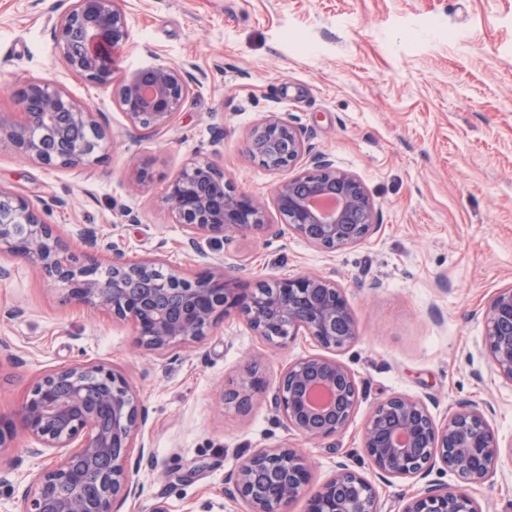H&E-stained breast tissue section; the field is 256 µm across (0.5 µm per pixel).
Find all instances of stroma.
I'll return each instance as SVG.
<instances>
[{"mask_svg": "<svg viewBox=\"0 0 512 512\" xmlns=\"http://www.w3.org/2000/svg\"><path fill=\"white\" fill-rule=\"evenodd\" d=\"M70 0H0V111L32 78L55 82L100 112L112 146L96 162L47 167L0 145V187L24 196L54 225L70 253L163 256L194 274L222 263L241 285L319 274L336 279L359 328L337 357L362 396L345 432L302 443L311 488L345 464L372 482L380 512H402L429 484L464 487L443 465L424 481L383 480L362 452L367 417L393 394L423 399L435 422L462 407L484 409L502 446L512 445V383L491 375L481 312L512 284V0H125L129 38L116 74L159 60L181 67L190 95L174 123L150 135L130 128L111 90L64 66L51 27ZM291 121L313 151L356 174L380 214L363 242L334 252L295 234H236L185 247L163 204L166 183L194 159L223 168L239 192L274 202L280 174L245 150L261 120ZM154 161L143 193L128 182L138 161ZM0 415L10 417L34 378L75 362L126 376L148 412L137 444L152 451L135 475L138 499L119 512H247L224 496L226 477L254 449L292 442L269 399L244 409L223 390L249 358L275 382L292 360L316 353L297 337L270 350L238 318L178 355L134 342L130 323L75 304L31 263L0 253ZM16 435L0 453V512H21L42 468ZM468 487V486H465ZM482 512H512V459L468 487Z\"/></svg>", "mask_w": 512, "mask_h": 512, "instance_id": "stroma-1", "label": "stroma"}]
</instances>
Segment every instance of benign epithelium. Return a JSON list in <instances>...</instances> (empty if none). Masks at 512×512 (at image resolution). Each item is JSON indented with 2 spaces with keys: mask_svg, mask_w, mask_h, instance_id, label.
Here are the masks:
<instances>
[{
  "mask_svg": "<svg viewBox=\"0 0 512 512\" xmlns=\"http://www.w3.org/2000/svg\"><path fill=\"white\" fill-rule=\"evenodd\" d=\"M53 38L67 69L99 87L112 88V100L134 130L167 129L190 94L182 71L150 62L116 77L103 62L106 49L129 38L123 0H72L52 25ZM17 111L0 112V145L47 166H80L98 159L105 139L98 113L55 83L32 78ZM248 156L270 171L307 167L279 182L275 203L285 224L309 245L333 252L364 241L379 224L378 212L360 179L314 153L290 121L259 122L246 139ZM154 162L137 164L133 188L154 179ZM163 201L187 244L229 234L265 233L263 204L238 192L224 170L209 161L187 163L170 180ZM35 264L41 275L67 287L75 302L132 323L136 343L168 354L201 341L230 315L242 319L269 348H283L307 336L333 353L354 343L358 323L335 279L300 275L269 286L243 288L238 277L218 263L186 275L175 268L158 274L160 257L138 261L114 253L101 269L95 256L79 262L44 223L37 209L0 186V252ZM489 368L512 382V285L498 289L482 311ZM261 357L246 377L223 392V401L241 409L257 395L270 404L288 433L309 442L341 435L357 409L360 389L351 369L333 355L310 354L288 364L274 384L260 373ZM147 421L145 409L124 375L96 362H80L40 374L15 419L0 415V449L20 430L38 447L61 453L34 477L23 512H118L117 505L140 496L133 480L130 448ZM363 451L383 478L423 479L436 462L470 484H480L504 454L485 414L463 407L436 424L424 400L396 394L379 402L364 430ZM310 461L284 443L255 449L227 479L224 495L240 499L250 512H290L306 501L304 512H377L372 483L342 465L317 490H308ZM403 512H481L464 491L429 487L410 497Z\"/></svg>",
  "mask_w": 512,
  "mask_h": 512,
  "instance_id": "obj_1",
  "label": "benign epithelium"
}]
</instances>
